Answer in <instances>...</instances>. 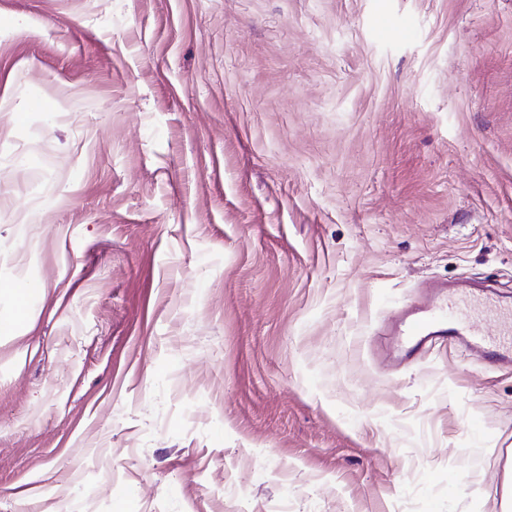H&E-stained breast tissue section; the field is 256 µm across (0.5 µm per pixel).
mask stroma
Segmentation results:
<instances>
[{
	"mask_svg": "<svg viewBox=\"0 0 512 512\" xmlns=\"http://www.w3.org/2000/svg\"><path fill=\"white\" fill-rule=\"evenodd\" d=\"M428 280L512 292V0H0V512H499Z\"/></svg>",
	"mask_w": 512,
	"mask_h": 512,
	"instance_id": "stroma-1",
	"label": "stroma"
}]
</instances>
